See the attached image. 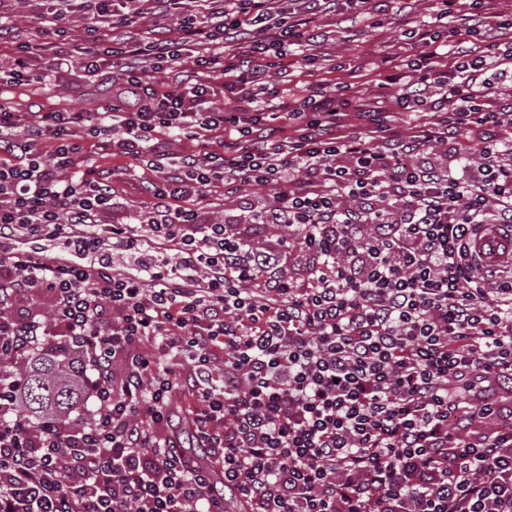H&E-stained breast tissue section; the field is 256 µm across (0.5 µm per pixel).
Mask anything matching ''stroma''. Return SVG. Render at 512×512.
Instances as JSON below:
<instances>
[{"label": "stroma", "instance_id": "35a3bbf8", "mask_svg": "<svg viewBox=\"0 0 512 512\" xmlns=\"http://www.w3.org/2000/svg\"><path fill=\"white\" fill-rule=\"evenodd\" d=\"M407 3L408 14L380 28L374 21L384 6L383 0H370L367 14L356 18L332 14L319 17L314 23L319 34L315 44L287 48L293 84L303 86L321 81L332 89L344 82L353 84L362 97H372L380 80L382 58L391 53L412 55L406 32L413 24L429 20L434 10L432 0H407ZM46 8L45 0H0V22L7 27L9 35L23 40L45 38L72 55V75L32 91L26 102L28 111L38 112L59 104L74 112L101 111L112 96V80L107 76L87 77L81 67L85 50L92 47L86 39L90 17L70 14L63 23L62 33L51 35L47 32ZM89 162L102 170L115 165L122 167L123 173L116 177L114 187L128 209L143 211L149 207L151 198L146 188L157 180V172L142 162L118 161L101 154L92 155Z\"/></svg>", "mask_w": 512, "mask_h": 512}]
</instances>
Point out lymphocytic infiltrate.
<instances>
[{"label": "lymphocytic infiltrate", "instance_id": "f902f5d3", "mask_svg": "<svg viewBox=\"0 0 512 512\" xmlns=\"http://www.w3.org/2000/svg\"><path fill=\"white\" fill-rule=\"evenodd\" d=\"M368 2L203 0L146 41L108 17L131 27L180 0H51L55 23L92 10L105 50L82 68L111 69L112 97L33 123L0 102V512H224L216 478L239 512H512V272L467 250L482 225L512 226V102L492 78L512 70V23L434 0L433 25L458 18L450 48L410 30L413 56H385L371 100L266 88L269 54ZM190 43L201 79L152 82ZM32 50L16 44L7 85L72 66L61 49L32 71ZM166 134L195 152L170 159ZM92 151L161 170L148 211L109 222L120 203ZM218 183L248 223L188 206ZM269 183L275 205L255 208ZM50 343L93 369L87 425L35 427L18 406L16 366Z\"/></svg>", "mask_w": 512, "mask_h": 512}]
</instances>
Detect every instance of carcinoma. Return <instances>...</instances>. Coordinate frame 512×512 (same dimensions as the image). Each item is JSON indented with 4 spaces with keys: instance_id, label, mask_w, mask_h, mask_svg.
I'll return each mask as SVG.
<instances>
[{
    "instance_id": "carcinoma-1",
    "label": "carcinoma",
    "mask_w": 512,
    "mask_h": 512,
    "mask_svg": "<svg viewBox=\"0 0 512 512\" xmlns=\"http://www.w3.org/2000/svg\"><path fill=\"white\" fill-rule=\"evenodd\" d=\"M86 374L87 366L78 355L48 346L21 369L23 382L18 400L25 416L39 425L78 409Z\"/></svg>"
}]
</instances>
